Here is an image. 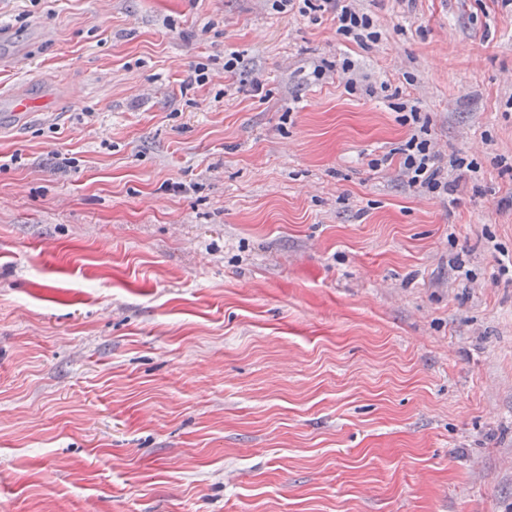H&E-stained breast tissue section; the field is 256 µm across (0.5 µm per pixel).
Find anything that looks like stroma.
Here are the masks:
<instances>
[{
    "mask_svg": "<svg viewBox=\"0 0 512 512\" xmlns=\"http://www.w3.org/2000/svg\"><path fill=\"white\" fill-rule=\"evenodd\" d=\"M353 5L0 0V512H512V10ZM279 2V3H277ZM318 4H314L312 0H274V6L281 12L297 9L301 15H305L311 10L322 11L329 15H333L338 24L337 31L346 36L352 37L356 42L364 44L368 41L375 42L378 39V32L373 30L374 23L367 14L357 13L350 0H316ZM2 101L7 111L2 112V124H6L25 121L37 111L35 108L38 104L46 100L34 97L25 90H16L7 97L2 95ZM401 125L408 128V137L398 149L402 155L399 166L410 187L424 194L448 195V173L441 166L443 157L432 146L431 124L415 104L396 103Z\"/></svg>",
    "mask_w": 512,
    "mask_h": 512,
    "instance_id": "35a3bbf8",
    "label": "stroma"
}]
</instances>
